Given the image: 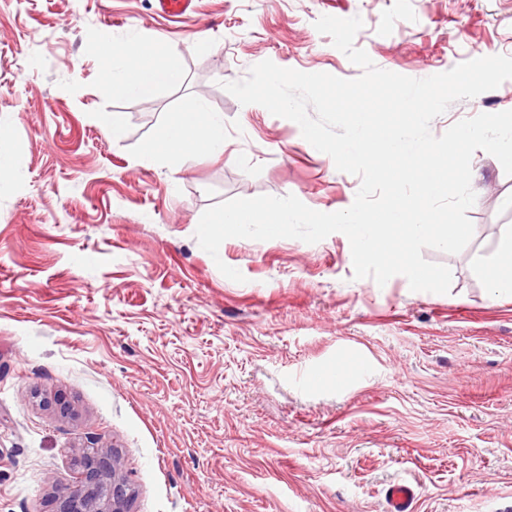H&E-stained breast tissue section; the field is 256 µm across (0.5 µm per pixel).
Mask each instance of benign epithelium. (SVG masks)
I'll list each match as a JSON object with an SVG mask.
<instances>
[{
    "instance_id": "7a95c632",
    "label": "benign epithelium",
    "mask_w": 512,
    "mask_h": 512,
    "mask_svg": "<svg viewBox=\"0 0 512 512\" xmlns=\"http://www.w3.org/2000/svg\"><path fill=\"white\" fill-rule=\"evenodd\" d=\"M77 467L76 480L55 497L56 512H129L134 493L116 449L87 446Z\"/></svg>"
}]
</instances>
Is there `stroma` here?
I'll list each match as a JSON object with an SVG mask.
<instances>
[{
	"mask_svg": "<svg viewBox=\"0 0 512 512\" xmlns=\"http://www.w3.org/2000/svg\"><path fill=\"white\" fill-rule=\"evenodd\" d=\"M324 15L361 17L355 47L413 78L512 56V0H198L180 17L154 0H0V512H54L93 442L117 449L130 512H385L397 481L417 512H512V296L488 288L512 237L498 159L472 156L470 243L422 251L450 268L445 294L354 279L340 232L230 238L215 258L195 238L231 198L353 203L358 176L223 88L266 59L359 77L315 29ZM131 39L175 52L183 83L110 92L100 46ZM198 98L224 115L226 157L179 170L148 149ZM505 110L512 80L430 130ZM340 358L366 365L346 388L301 381Z\"/></svg>",
	"mask_w": 512,
	"mask_h": 512,
	"instance_id": "obj_1",
	"label": "stroma"
}]
</instances>
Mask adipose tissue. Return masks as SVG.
<instances>
[{"instance_id": "1", "label": "adipose tissue", "mask_w": 512, "mask_h": 512, "mask_svg": "<svg viewBox=\"0 0 512 512\" xmlns=\"http://www.w3.org/2000/svg\"><path fill=\"white\" fill-rule=\"evenodd\" d=\"M110 62L105 72L111 90L132 98H148L162 87L180 85L183 68L170 51L129 42L121 49L105 47ZM156 151L171 155L178 168L186 169L199 157L224 156V120L210 112L205 101L189 104L167 122L153 144Z\"/></svg>"}]
</instances>
